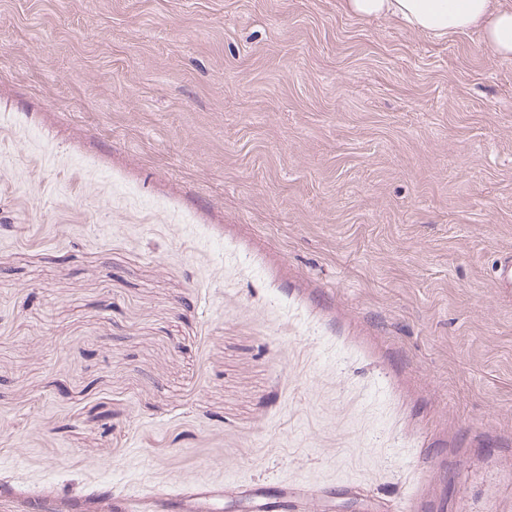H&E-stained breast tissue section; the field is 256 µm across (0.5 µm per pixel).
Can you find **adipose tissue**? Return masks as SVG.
Returning <instances> with one entry per match:
<instances>
[{"mask_svg":"<svg viewBox=\"0 0 512 512\" xmlns=\"http://www.w3.org/2000/svg\"><path fill=\"white\" fill-rule=\"evenodd\" d=\"M342 9L356 18L398 19L431 36L476 29L489 51L512 56V9L499 0H342Z\"/></svg>","mask_w":512,"mask_h":512,"instance_id":"obj_1","label":"adipose tissue"}]
</instances>
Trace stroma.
<instances>
[{
	"mask_svg": "<svg viewBox=\"0 0 512 512\" xmlns=\"http://www.w3.org/2000/svg\"><path fill=\"white\" fill-rule=\"evenodd\" d=\"M512 58L340 0H0V512H512ZM491 279L506 298L512 295V252L502 253L492 265Z\"/></svg>",
	"mask_w": 512,
	"mask_h": 512,
	"instance_id": "stroma-1",
	"label": "stroma"
}]
</instances>
